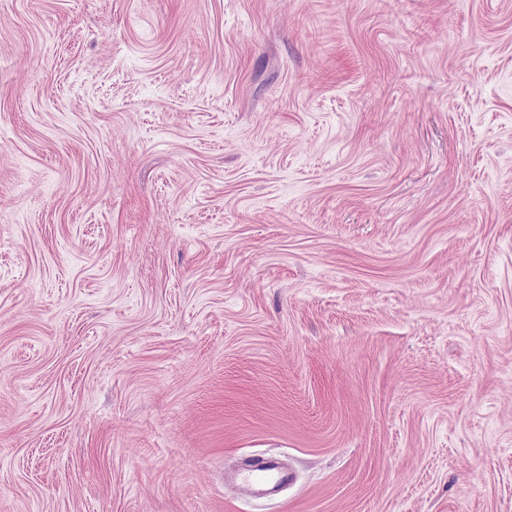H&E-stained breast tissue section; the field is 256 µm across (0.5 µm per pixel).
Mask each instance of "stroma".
<instances>
[{
	"mask_svg": "<svg viewBox=\"0 0 512 512\" xmlns=\"http://www.w3.org/2000/svg\"><path fill=\"white\" fill-rule=\"evenodd\" d=\"M0 512H512V0H0ZM238 479L251 495L258 496L292 483L294 476L275 461L266 460L241 471Z\"/></svg>",
	"mask_w": 512,
	"mask_h": 512,
	"instance_id": "1",
	"label": "stroma"
}]
</instances>
